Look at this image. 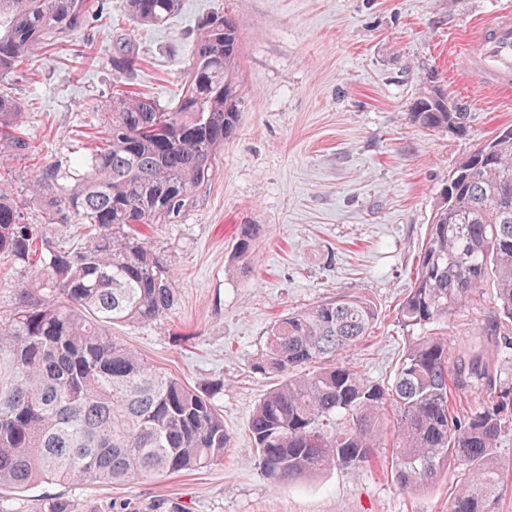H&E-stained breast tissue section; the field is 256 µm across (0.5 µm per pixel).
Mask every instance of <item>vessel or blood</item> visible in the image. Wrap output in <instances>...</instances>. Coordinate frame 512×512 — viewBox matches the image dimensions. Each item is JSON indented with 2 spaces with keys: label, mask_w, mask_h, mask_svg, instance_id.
<instances>
[{
  "label": "vessel or blood",
  "mask_w": 512,
  "mask_h": 512,
  "mask_svg": "<svg viewBox=\"0 0 512 512\" xmlns=\"http://www.w3.org/2000/svg\"><path fill=\"white\" fill-rule=\"evenodd\" d=\"M460 58L480 88H512V12H500L472 26L461 44Z\"/></svg>",
  "instance_id": "b4317fda"
}]
</instances>
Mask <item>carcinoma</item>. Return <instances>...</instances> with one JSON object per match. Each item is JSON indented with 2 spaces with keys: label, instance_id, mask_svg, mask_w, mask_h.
I'll return each mask as SVG.
<instances>
[{
  "label": "carcinoma",
  "instance_id": "obj_1",
  "mask_svg": "<svg viewBox=\"0 0 512 512\" xmlns=\"http://www.w3.org/2000/svg\"><path fill=\"white\" fill-rule=\"evenodd\" d=\"M182 0H120L136 23L164 25ZM0 142L34 149L24 112L4 89L35 49L55 46L101 12L100 0H0ZM241 28L227 14L197 27L173 106L118 89L105 112L101 146L48 162L19 190L0 161V260L45 264L44 276L16 284L15 306L0 316V489L38 483L122 485L156 474L205 469L224 459L229 436L214 394L184 384L149 362L108 325L162 319L177 301L167 260L132 231L174 224L213 179L240 113ZM112 66L132 76L138 54L119 45ZM412 121L463 135L471 113L440 89L421 98ZM35 205L43 223L25 222ZM85 226L69 246L44 226ZM263 224L240 228L234 261L246 271ZM487 280L493 310L479 328L512 357V137L500 132L448 176L422 242L412 288L397 322L408 342L384 383L370 380L348 353L371 336L376 308L341 295L278 317L254 367L282 381L255 407L249 433L259 466L277 484L325 469L369 467L392 434V474L415 493L436 484L448 461L467 471L448 512H500L506 494L503 439L512 434V378L483 352L450 366L448 337L434 326L466 306ZM477 390L478 409L461 415L454 391ZM40 512H102L68 497Z\"/></svg>",
  "mask_w": 512,
  "mask_h": 512
}]
</instances>
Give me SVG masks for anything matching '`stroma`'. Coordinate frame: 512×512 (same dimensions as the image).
Segmentation results:
<instances>
[{
	"label": "stroma",
	"instance_id": "stroma-1",
	"mask_svg": "<svg viewBox=\"0 0 512 512\" xmlns=\"http://www.w3.org/2000/svg\"><path fill=\"white\" fill-rule=\"evenodd\" d=\"M72 35L73 52L35 51L8 82L35 149L9 157L17 185L48 161L88 154L104 135L98 106L118 85L164 104L177 99L199 21L227 12L242 29L241 112L215 176L176 224L139 231L175 272L177 303L163 319L120 328L142 357L189 386L220 383L230 443L224 460L122 486L42 483L16 494L20 512L66 495L112 512H448L464 469L449 463L429 489L408 494L391 474L392 446L364 470L336 468L274 485L258 465L251 414L277 379L253 363L277 316L339 295L370 301L379 318L351 351L374 381L391 375L407 341L396 309L410 288L439 192L457 164L512 123V93L475 89L452 65L469 26L512 0H182L164 26L134 23L119 0ZM141 61L131 79L112 68L117 40ZM431 88L472 114L468 135L429 132L410 114ZM267 225L249 273L233 259L239 229ZM491 288L441 324L451 359L477 351Z\"/></svg>",
	"mask_w": 512,
	"mask_h": 512
}]
</instances>
